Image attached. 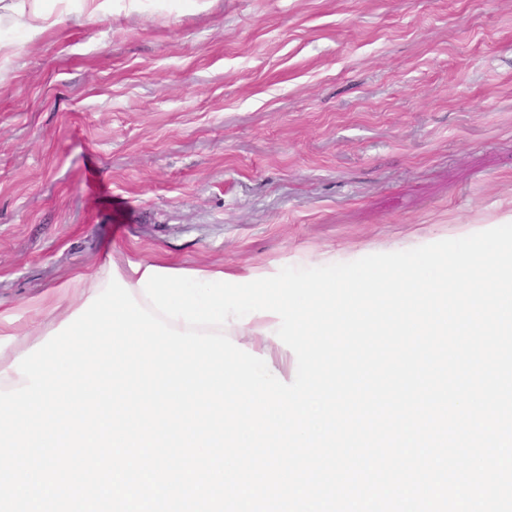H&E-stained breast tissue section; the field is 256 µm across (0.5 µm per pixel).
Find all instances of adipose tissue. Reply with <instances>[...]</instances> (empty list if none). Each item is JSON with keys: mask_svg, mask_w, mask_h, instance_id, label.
Listing matches in <instances>:
<instances>
[{"mask_svg": "<svg viewBox=\"0 0 512 512\" xmlns=\"http://www.w3.org/2000/svg\"><path fill=\"white\" fill-rule=\"evenodd\" d=\"M25 27L32 36H41L47 29L64 21V13H51L45 0H0V20ZM148 260H129L118 268L102 263L89 273L77 274L41 298L29 301L24 312L0 310V390L9 391L25 386L26 380L11 364L20 354L21 347H33L42 342L49 331L60 326L73 312L80 309L90 296L103 292L108 283L109 270H117L121 279L134 287V296L147 312H154L153 302L146 299L136 284L148 267ZM270 316L253 317L249 324L239 325L235 334L243 345L261 354L277 357L288 364L290 353L278 345H271L264 330L274 325Z\"/></svg>", "mask_w": 512, "mask_h": 512, "instance_id": "ef3b65f1", "label": "adipose tissue"}]
</instances>
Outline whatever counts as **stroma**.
<instances>
[{
	"label": "stroma",
	"instance_id": "obj_1",
	"mask_svg": "<svg viewBox=\"0 0 512 512\" xmlns=\"http://www.w3.org/2000/svg\"><path fill=\"white\" fill-rule=\"evenodd\" d=\"M0 25V309L106 257L318 267L512 223V0Z\"/></svg>",
	"mask_w": 512,
	"mask_h": 512
}]
</instances>
